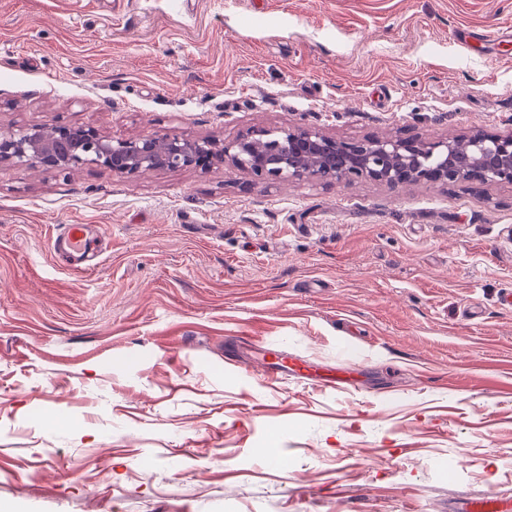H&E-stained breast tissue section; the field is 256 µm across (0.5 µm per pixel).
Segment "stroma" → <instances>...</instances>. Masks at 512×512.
Here are the masks:
<instances>
[{
  "mask_svg": "<svg viewBox=\"0 0 512 512\" xmlns=\"http://www.w3.org/2000/svg\"><path fill=\"white\" fill-rule=\"evenodd\" d=\"M512 129V0H0V133ZM85 224L94 267L62 261ZM512 184L0 163V503L460 512L512 496ZM348 363L341 388L293 372ZM288 461L267 465L269 451ZM463 455L455 476L439 460ZM59 248H62L69 256L84 259L89 254H94L98 244L90 235L85 224H67ZM509 498L498 494H483L469 499L463 512H509Z\"/></svg>",
  "mask_w": 512,
  "mask_h": 512,
  "instance_id": "35a3bbf8",
  "label": "stroma"
}]
</instances>
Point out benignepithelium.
Masks as SVG:
<instances>
[{
  "label": "benign epithelium",
  "instance_id": "obj_1",
  "mask_svg": "<svg viewBox=\"0 0 512 512\" xmlns=\"http://www.w3.org/2000/svg\"><path fill=\"white\" fill-rule=\"evenodd\" d=\"M263 131L231 142L188 141L176 135L113 140L84 127L21 129L0 139V162L64 170L85 162L120 176L191 166L227 165L262 181H322L348 186L365 181L389 188L428 184L445 188L476 176L485 185L512 184V130H474L446 137H367L346 140L302 123L280 130L288 153L261 139Z\"/></svg>",
  "mask_w": 512,
  "mask_h": 512
}]
</instances>
